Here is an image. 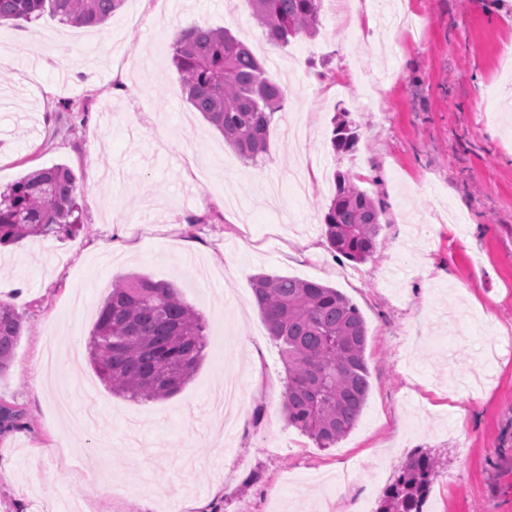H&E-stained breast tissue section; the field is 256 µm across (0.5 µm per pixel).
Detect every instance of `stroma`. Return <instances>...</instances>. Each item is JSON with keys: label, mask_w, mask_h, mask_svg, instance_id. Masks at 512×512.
Masks as SVG:
<instances>
[{"label": "stroma", "mask_w": 512, "mask_h": 512, "mask_svg": "<svg viewBox=\"0 0 512 512\" xmlns=\"http://www.w3.org/2000/svg\"><path fill=\"white\" fill-rule=\"evenodd\" d=\"M322 0L315 34L267 40L249 0H125L102 26L51 15L0 26V191L57 164L85 208L73 235L0 249V301L23 317L0 399V512H375L418 450L438 462L425 512H512V0ZM223 27L286 90L269 149L243 159L185 101L182 29ZM39 41L33 56L13 45ZM71 102L86 119L59 111ZM352 152L329 138L339 112ZM349 173L381 199L372 258L330 249L323 218ZM337 288L368 329L355 427L320 447L283 415L285 369L253 299L257 274ZM173 285L206 323L174 396L112 394L87 343L111 286ZM67 383L74 412L55 409ZM238 386L232 435L214 426ZM104 454L100 468L84 465Z\"/></svg>", "instance_id": "35a3bbf8"}]
</instances>
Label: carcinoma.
<instances>
[{
  "instance_id": "obj_1",
  "label": "carcinoma",
  "mask_w": 512,
  "mask_h": 512,
  "mask_svg": "<svg viewBox=\"0 0 512 512\" xmlns=\"http://www.w3.org/2000/svg\"><path fill=\"white\" fill-rule=\"evenodd\" d=\"M322 0H250L268 40L286 45L315 32ZM124 0H0V23L33 21L49 12L73 27L105 23ZM172 65L188 103L241 157L268 151L284 88L242 40L221 28L191 25L172 45ZM358 140L352 124L332 130L335 151ZM336 194L324 216L328 244L350 261L376 251L381 206L351 177L337 172ZM83 225L76 176L66 165L37 169L0 193V247L29 236L73 234ZM253 293L269 332L283 346L287 424L327 448L355 426L369 393L367 328L358 308L335 288L289 276L254 278ZM23 330L21 315L0 302V376L13 362ZM202 316L168 283L134 275L112 285L88 342V357L113 393L135 401L177 393L193 376L207 346ZM25 426L24 413L0 403V435ZM437 462L427 453L409 458L376 512H422Z\"/></svg>"
}]
</instances>
